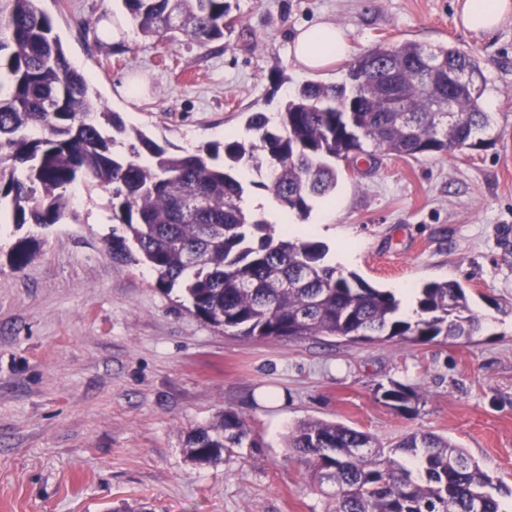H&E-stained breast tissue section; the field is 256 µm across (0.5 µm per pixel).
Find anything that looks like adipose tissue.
I'll return each instance as SVG.
<instances>
[{"label":"adipose tissue","instance_id":"1","mask_svg":"<svg viewBox=\"0 0 512 512\" xmlns=\"http://www.w3.org/2000/svg\"><path fill=\"white\" fill-rule=\"evenodd\" d=\"M457 19L467 30L491 32L512 16V0H458ZM348 50L345 34L324 21L300 30L290 54L304 70H316L343 59Z\"/></svg>","mask_w":512,"mask_h":512}]
</instances>
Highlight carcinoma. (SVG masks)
Instances as JSON below:
<instances>
[{
    "label": "carcinoma",
    "mask_w": 512,
    "mask_h": 512,
    "mask_svg": "<svg viewBox=\"0 0 512 512\" xmlns=\"http://www.w3.org/2000/svg\"><path fill=\"white\" fill-rule=\"evenodd\" d=\"M122 2L145 37L182 33L205 46L233 28L230 0ZM485 88L483 65L468 52L379 42L357 57L343 83L303 84L273 120L249 113V139L172 152L103 108L40 0H0V204L19 232L76 217L75 184L102 189L114 257L145 266L165 292L181 288L198 318L245 339L472 336L480 319L461 283H425L415 318H406L392 291L329 264L324 243L276 232L245 206V195L250 186L265 189L305 221L315 201L335 193L336 162H356L366 144L400 157L477 147L493 121L480 107ZM386 90L402 95L404 111H387ZM251 171L265 180H249ZM37 249L30 234L18 237L14 268L26 267ZM416 397L402 384L382 391L405 412L414 411ZM248 436L245 421L226 410L218 423L191 432L183 451L211 463ZM287 447L336 487V512H505L500 498L512 496L429 432L386 449L363 431L308 421L288 435Z\"/></svg>",
    "instance_id": "carcinoma-1"
}]
</instances>
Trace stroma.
Here are the masks:
<instances>
[{"label": "stroma", "instance_id": "obj_1", "mask_svg": "<svg viewBox=\"0 0 512 512\" xmlns=\"http://www.w3.org/2000/svg\"><path fill=\"white\" fill-rule=\"evenodd\" d=\"M231 4V34L203 47L137 37L121 0H41L102 103L186 149L244 131L249 113L276 112L299 84L342 82L377 42L472 52L495 119L483 145L338 162L331 215L314 208L296 234L406 308L422 283L460 282L482 328L426 343L226 334L145 266L113 258L107 196L77 184V220L32 227L41 247L24 270L10 265L13 234L0 237V512H332L331 486L287 446L311 420L386 447L438 434L512 488V17L477 33L458 26L456 0ZM324 19L345 31L347 58L300 70L292 40ZM394 383L418 393L414 413L382 399ZM228 408L253 447L190 461L188 433Z\"/></svg>", "mask_w": 512, "mask_h": 512}]
</instances>
